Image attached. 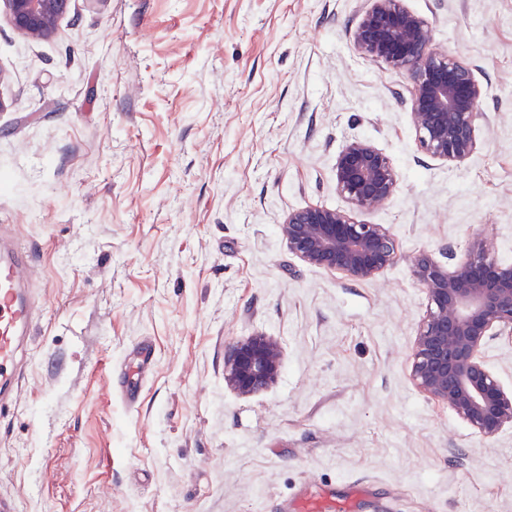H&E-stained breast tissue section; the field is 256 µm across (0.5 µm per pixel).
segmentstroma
<instances>
[{
	"label": "stroma",
	"instance_id": "1",
	"mask_svg": "<svg viewBox=\"0 0 512 512\" xmlns=\"http://www.w3.org/2000/svg\"><path fill=\"white\" fill-rule=\"evenodd\" d=\"M485 94L464 163L422 151L406 74L362 58V0H71L54 34L0 12V225L38 305L0 414L16 512H512V427L487 439L414 384L427 295L409 260L477 243L512 262V0H404ZM386 154L396 194L359 213L399 259L355 282L278 226L347 209L345 143ZM277 339L242 396L224 350ZM146 345L139 395L117 377ZM282 359V347L271 336L257 333L239 338L224 351V382L238 394H254L277 378Z\"/></svg>",
	"mask_w": 512,
	"mask_h": 512
}]
</instances>
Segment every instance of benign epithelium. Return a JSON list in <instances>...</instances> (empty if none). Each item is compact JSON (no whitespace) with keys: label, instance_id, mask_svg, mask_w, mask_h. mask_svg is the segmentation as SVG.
<instances>
[{"label":"benign epithelium","instance_id":"7a95c632","mask_svg":"<svg viewBox=\"0 0 512 512\" xmlns=\"http://www.w3.org/2000/svg\"><path fill=\"white\" fill-rule=\"evenodd\" d=\"M353 34L362 57L403 72L411 81L410 109L420 147L451 163L467 160L476 146L475 119L484 95L470 68L434 41L431 22L403 0H365ZM17 32L31 40L53 33L70 0H0ZM336 190L351 210L306 206L280 224L288 251L304 263L339 271L354 281L379 275L399 260L388 228L355 220L398 187L388 157L373 145L347 142L334 165ZM412 275L428 297L412 352V379L425 394L448 404L485 438L512 425V391L504 390L482 359L486 338L512 335V263L498 262L484 244L448 267L421 253ZM283 359L280 343L263 333L230 342L224 382L247 396L268 387Z\"/></svg>","mask_w":512,"mask_h":512}]
</instances>
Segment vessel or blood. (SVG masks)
Listing matches in <instances>:
<instances>
[{
	"instance_id": "obj_1",
	"label": "vessel or blood",
	"mask_w": 512,
	"mask_h": 512,
	"mask_svg": "<svg viewBox=\"0 0 512 512\" xmlns=\"http://www.w3.org/2000/svg\"><path fill=\"white\" fill-rule=\"evenodd\" d=\"M29 264V256L19 250L0 256V410L15 401L23 344L35 315L25 288Z\"/></svg>"
}]
</instances>
